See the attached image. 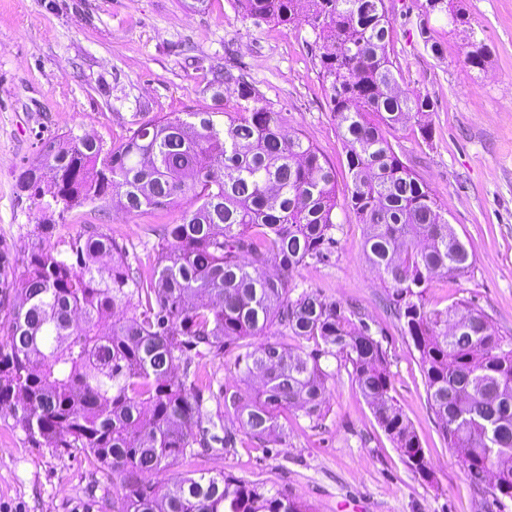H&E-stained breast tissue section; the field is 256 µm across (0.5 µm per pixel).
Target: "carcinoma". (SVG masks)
<instances>
[{
    "label": "carcinoma",
    "mask_w": 512,
    "mask_h": 512,
    "mask_svg": "<svg viewBox=\"0 0 512 512\" xmlns=\"http://www.w3.org/2000/svg\"><path fill=\"white\" fill-rule=\"evenodd\" d=\"M237 2L258 23L298 20L299 0ZM307 4L319 76L347 153L343 202L335 167L301 133L283 136L284 114L230 69L211 85L216 100L223 83L238 86L240 110L224 113L223 124L213 111L163 117L108 150L70 132L43 142L39 163L23 175L22 188L42 212L109 196L130 217L189 202L180 223L158 233L147 273L93 225L43 246L52 225L35 224L37 243L19 265L0 251V408L20 414L34 444L74 449L111 470L115 512H313L298 498L223 472L165 485L145 480L195 445L235 447L234 433L213 432L192 365L273 329L281 341L247 343L234 362L241 381L262 376L258 393L224 392V412L245 434H282L280 420L293 411L322 420L332 373L321 359L338 357L351 365L405 462L429 474L420 440L391 394L381 342L359 328L355 310L312 290L292 296L298 267L327 259L337 245L338 209L364 226V256L419 354L447 447L475 487L495 477L493 502L512 499V336L499 335L468 300L427 308L430 280L465 277L474 254L382 130L433 103L399 86L385 0ZM423 8L463 22L448 0H425ZM463 55L465 65L482 70L489 51L472 40ZM269 265L277 269L273 278L259 274ZM124 309L132 315L114 317ZM288 338L314 349L294 354Z\"/></svg>",
    "instance_id": "carcinoma-1"
}]
</instances>
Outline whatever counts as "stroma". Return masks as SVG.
I'll list each match as a JSON object with an SVG mask.
<instances>
[{"label":"stroma","mask_w":512,"mask_h":512,"mask_svg":"<svg viewBox=\"0 0 512 512\" xmlns=\"http://www.w3.org/2000/svg\"><path fill=\"white\" fill-rule=\"evenodd\" d=\"M423 2L385 0L393 23L390 56L400 87L429 97L434 109L386 136L475 256L465 278H432L427 307L472 300L500 335L512 336V0H453L466 19L459 27L446 16L425 15ZM472 38L491 51L481 71L463 63ZM314 40L304 24L255 22L236 0H208L193 10L187 0H0V248L22 260L42 218L54 224L57 240L97 224L126 246L129 263L148 267L158 230L178 223L180 208L130 217L110 200L42 213L22 190V176L37 162L41 142L67 131L89 134L109 149L160 116L210 110L223 121L237 109V88L229 86L217 101L209 84L230 58L270 107L286 115L288 130H302L338 176H346ZM424 126L431 139L422 138ZM339 220L329 258L300 266L293 284L354 306L370 324L429 475L403 461L350 366L332 357L320 424L291 416L285 437L260 442L242 433L224 411V392L248 395L254 387L237 376L232 348L203 361L199 371L212 391L207 407L236 432L235 448H195L156 482L224 472L306 501L315 512H490L491 496L471 486L443 440L419 355L386 304V285L364 258L362 225L344 213ZM112 481L111 471L83 454L33 445L19 415L0 412V512H112Z\"/></svg>","instance_id":"1"}]
</instances>
